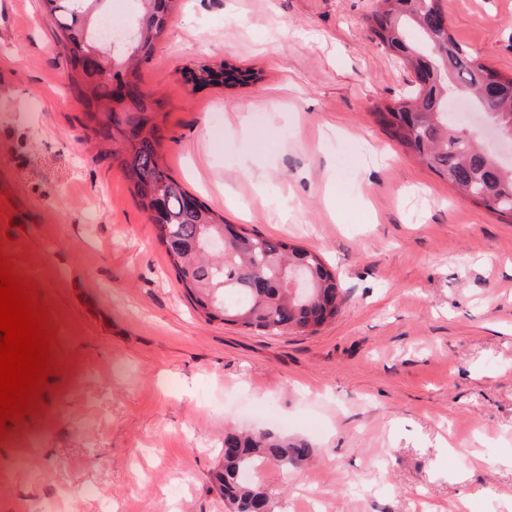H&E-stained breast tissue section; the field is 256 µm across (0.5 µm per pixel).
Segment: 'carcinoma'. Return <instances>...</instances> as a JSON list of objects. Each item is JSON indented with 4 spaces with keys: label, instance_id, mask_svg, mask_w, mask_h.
<instances>
[{
    "label": "carcinoma",
    "instance_id": "1",
    "mask_svg": "<svg viewBox=\"0 0 512 512\" xmlns=\"http://www.w3.org/2000/svg\"><path fill=\"white\" fill-rule=\"evenodd\" d=\"M107 2L43 0L45 16L56 25L70 66L69 88L83 107L81 126L112 145V161L130 182L137 206L155 225L178 281L209 319L274 334L290 330L316 333L336 318L346 299L340 280L320 254L227 224L200 202L187 207L189 193L163 166L161 112L154 94L135 82V69L163 34L175 0H135L139 9L130 27L131 50L120 54L99 36ZM384 2L386 6L371 16L376 45L399 58L414 74L426 72L427 83L385 105L378 112L379 121L389 128L394 140L446 179L460 200L512 218V168L474 148L470 138L448 124L440 112L449 83L479 88L489 67L448 31L439 36L443 55L430 66L421 60L426 55L424 43L429 40L425 27L430 15L442 12L440 0ZM89 50L103 65L114 68L112 80L92 81L77 73V56ZM125 79L134 81L136 115L123 124L112 112V81ZM502 79L501 93L487 108L494 121L512 130V75ZM158 193L165 199V211L159 218L153 215ZM222 234L230 236L229 246L221 252L209 250L208 241ZM294 266L305 271L309 284L303 299L280 284ZM224 447V468L217 480L224 501L235 512H271L270 495L244 479L245 474L263 462H276L285 470L297 468L309 453L305 442L269 431L228 433Z\"/></svg>",
    "mask_w": 512,
    "mask_h": 512
}]
</instances>
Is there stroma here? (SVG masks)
<instances>
[{
	"label": "stroma",
	"instance_id": "stroma-1",
	"mask_svg": "<svg viewBox=\"0 0 512 512\" xmlns=\"http://www.w3.org/2000/svg\"><path fill=\"white\" fill-rule=\"evenodd\" d=\"M440 4L512 74V0ZM375 8L179 0L137 71L183 189L346 288L317 333L274 335L196 306L81 127L42 0H0V254L48 305L62 367L0 440V512H230L214 475L234 429L310 446L258 468L275 512H512V222L377 122L415 76L376 45Z\"/></svg>",
	"mask_w": 512,
	"mask_h": 512
}]
</instances>
